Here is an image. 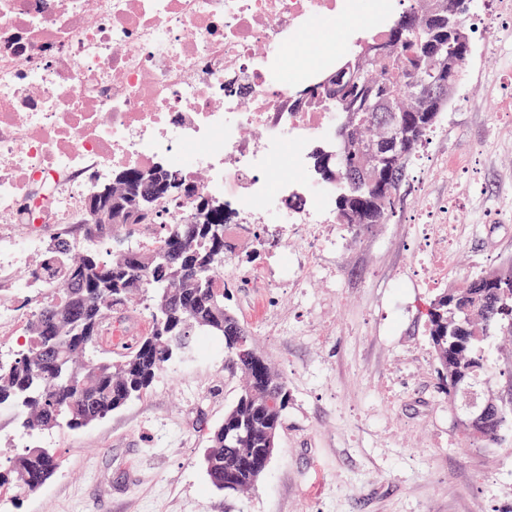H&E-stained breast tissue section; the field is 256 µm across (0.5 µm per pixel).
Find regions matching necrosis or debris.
<instances>
[{
  "mask_svg": "<svg viewBox=\"0 0 512 512\" xmlns=\"http://www.w3.org/2000/svg\"><path fill=\"white\" fill-rule=\"evenodd\" d=\"M369 2L0 0V274L45 232L70 237L112 171L166 163L223 202L225 223L302 241L252 278L306 287L336 240L332 191L311 186L307 163L334 114L306 99L331 62L300 40L339 16L382 31ZM288 148L289 175L271 165ZM451 216L440 206L428 226L427 274L448 267Z\"/></svg>",
  "mask_w": 512,
  "mask_h": 512,
  "instance_id": "necrosis-or-debris-1",
  "label": "necrosis or debris"
}]
</instances>
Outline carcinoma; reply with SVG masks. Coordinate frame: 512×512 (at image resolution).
Listing matches in <instances>:
<instances>
[{
	"label": "carcinoma",
	"mask_w": 512,
	"mask_h": 512,
	"mask_svg": "<svg viewBox=\"0 0 512 512\" xmlns=\"http://www.w3.org/2000/svg\"><path fill=\"white\" fill-rule=\"evenodd\" d=\"M460 2L408 0L386 25L385 38L368 34L327 73L331 80L309 91V98L329 101L338 118L330 143L310 153L314 177L336 188V223L360 229L395 217L416 154L456 92L448 89V56L429 58L415 40L461 46L470 33ZM408 16L417 18L419 33L403 26ZM383 113L393 116L397 146L368 153ZM185 186L169 168L115 171L94 187L84 208L88 215L100 207L107 213L108 258L76 253L63 238L46 243L37 266L56 288L28 319L21 348L0 356V409L15 410L30 435L60 427L81 432L146 393L198 337L215 338L242 384L208 433L202 466L214 489L240 494L268 469L292 394L254 334L224 304L226 290L237 287L224 277L231 251L224 208L198 192L188 196L184 221L164 223L158 216L157 202L184 197ZM145 227L154 230L153 244H129ZM136 299L149 311L146 331L117 357L100 354L104 319L124 317ZM424 317L442 393L451 396L500 375L491 352L496 337L512 338V261L440 289ZM502 416L512 431V400L458 416L461 444H499ZM59 467L55 451L28 445L0 469V487L33 493Z\"/></svg>",
	"instance_id": "carcinoma-1"
}]
</instances>
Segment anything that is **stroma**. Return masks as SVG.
Returning a JSON list of instances; mask_svg holds the SVG:
<instances>
[{
  "instance_id": "obj_1",
  "label": "stroma",
  "mask_w": 512,
  "mask_h": 512,
  "mask_svg": "<svg viewBox=\"0 0 512 512\" xmlns=\"http://www.w3.org/2000/svg\"><path fill=\"white\" fill-rule=\"evenodd\" d=\"M454 100L425 143L392 223L338 225L308 287L233 288L226 306L288 380L278 448L245 496L216 492L200 464L237 395L218 348L174 360L149 391L85 431L40 440L60 457L34 493L0 512H512V434L460 446L424 308L437 288L512 259V0H476ZM452 208L448 272L429 286L417 219ZM232 278L294 252L233 238ZM252 254V264L240 258Z\"/></svg>"
}]
</instances>
